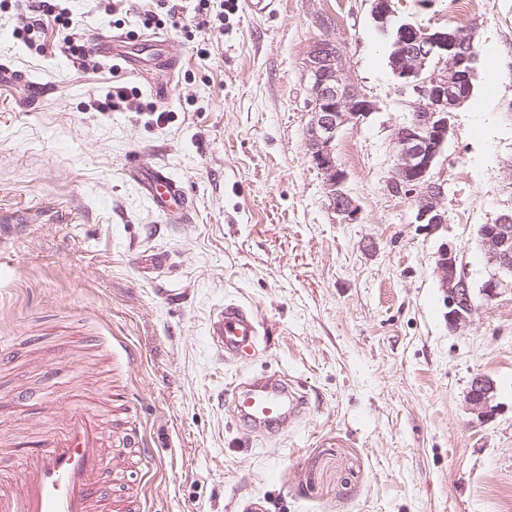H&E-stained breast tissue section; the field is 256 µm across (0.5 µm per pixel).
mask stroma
Instances as JSON below:
<instances>
[{
	"label": "stroma",
	"mask_w": 512,
	"mask_h": 512,
	"mask_svg": "<svg viewBox=\"0 0 512 512\" xmlns=\"http://www.w3.org/2000/svg\"><path fill=\"white\" fill-rule=\"evenodd\" d=\"M399 17L475 29L479 110L456 112L433 168L448 222L414 223L412 195L389 185L392 136L409 108L370 0H281L255 15L211 0L223 28L159 32L178 66L149 78L61 52L44 18L36 54L13 32L23 0L0 9V457L9 439L51 428L79 391L133 393L106 414L108 453L139 432L144 512H236L260 495L271 512H512V289L486 301L494 268L478 230L512 209V0H394ZM126 0L105 15L75 0L81 41L122 34L148 55ZM375 105L343 126L336 158L360 208L341 223L305 150L303 60L324 35ZM115 86L166 111L101 112ZM167 167L193 202L169 223L125 175L129 157ZM474 291L469 325L449 328L435 275L442 244ZM147 253L163 268L138 265ZM238 303L264 339L225 363L211 315ZM496 387L493 418L469 414L475 374ZM287 375L300 418L248 432L227 405L234 382Z\"/></svg>",
	"instance_id": "stroma-1"
}]
</instances>
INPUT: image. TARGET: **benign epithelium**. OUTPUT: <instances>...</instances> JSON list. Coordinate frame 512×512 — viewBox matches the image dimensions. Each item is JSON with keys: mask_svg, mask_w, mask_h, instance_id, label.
<instances>
[{"mask_svg": "<svg viewBox=\"0 0 512 512\" xmlns=\"http://www.w3.org/2000/svg\"><path fill=\"white\" fill-rule=\"evenodd\" d=\"M371 18L377 29L392 39L390 65L400 80V94L410 97L409 117L393 137V188L416 192L414 221L436 232L448 223L442 205L444 187L432 175L451 129V118L467 102L464 81L477 61L475 30L431 29L397 18L393 0H371ZM308 77L310 120L305 147L313 166L324 176L329 208L343 223L359 219V208L345 188L346 174L337 164L335 141L340 129L366 120L374 103L347 76L344 45L326 35L304 58ZM481 245L495 273L485 282L482 294L494 300L500 288L512 287V209L494 223L479 228ZM436 274L448 307L449 327L467 326L474 301L466 277L458 269L455 249L445 244L439 251ZM494 386L481 374L473 377L467 402L480 419L494 413Z\"/></svg>", "mask_w": 512, "mask_h": 512, "instance_id": "1", "label": "benign epithelium"}]
</instances>
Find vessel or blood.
<instances>
[{
  "label": "vessel or blood",
  "mask_w": 512,
  "mask_h": 512,
  "mask_svg": "<svg viewBox=\"0 0 512 512\" xmlns=\"http://www.w3.org/2000/svg\"><path fill=\"white\" fill-rule=\"evenodd\" d=\"M126 36L93 33L91 45L102 57L128 62ZM128 177L141 195L166 219L186 222L191 203L183 186L167 168L129 161ZM208 332L224 349L227 362H241L261 336L256 316L236 304H227L213 315ZM230 408L237 420L254 431L273 428L284 421L290 408L299 407L287 379L265 382L245 380L230 390ZM102 425L85 395H76L66 417L37 438L20 459L22 478L12 483L0 474V512H141L137 495L115 500L102 492L107 468H121V461L105 463Z\"/></svg>",
  "instance_id": "vessel-or-blood-1"
}]
</instances>
